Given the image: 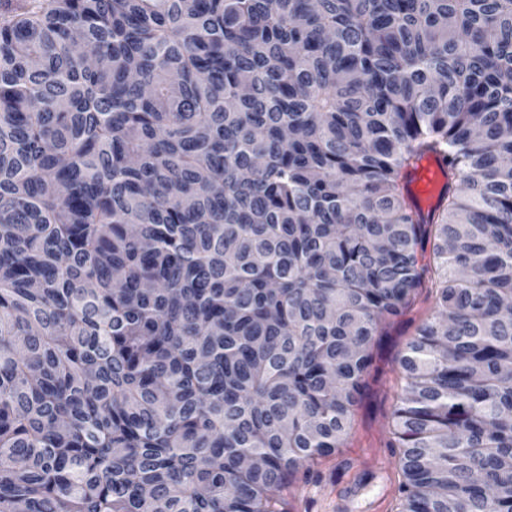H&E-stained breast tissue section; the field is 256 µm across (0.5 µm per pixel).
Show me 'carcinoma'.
<instances>
[{
	"mask_svg": "<svg viewBox=\"0 0 512 512\" xmlns=\"http://www.w3.org/2000/svg\"><path fill=\"white\" fill-rule=\"evenodd\" d=\"M508 160L512 0H0V512H288L419 288L400 512H512ZM444 182L445 178L435 156L425 157L413 172L409 188L425 214L436 205Z\"/></svg>",
	"mask_w": 512,
	"mask_h": 512,
	"instance_id": "cac0c4a2",
	"label": "carcinoma"
}]
</instances>
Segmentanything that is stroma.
<instances>
[{"label": "stroma", "instance_id": "35a3bbf8", "mask_svg": "<svg viewBox=\"0 0 512 512\" xmlns=\"http://www.w3.org/2000/svg\"><path fill=\"white\" fill-rule=\"evenodd\" d=\"M434 307V295L420 289L387 326L374 349L348 438L308 473L297 474L285 493L288 512H398L401 451L393 445L392 431L404 384L399 359Z\"/></svg>", "mask_w": 512, "mask_h": 512}]
</instances>
